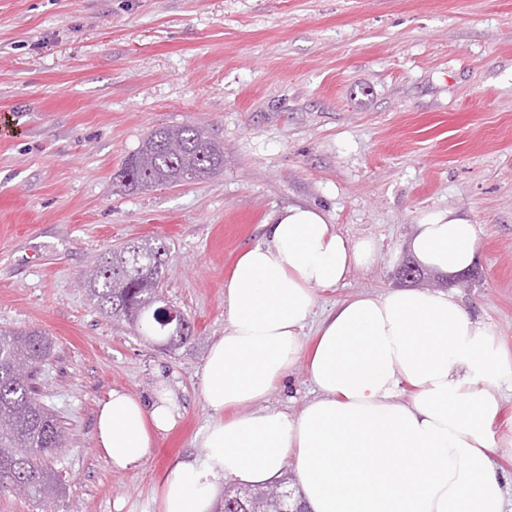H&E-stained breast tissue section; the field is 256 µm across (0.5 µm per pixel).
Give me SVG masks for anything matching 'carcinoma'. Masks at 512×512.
Returning a JSON list of instances; mask_svg holds the SVG:
<instances>
[{
    "instance_id": "obj_1",
    "label": "carcinoma",
    "mask_w": 512,
    "mask_h": 512,
    "mask_svg": "<svg viewBox=\"0 0 512 512\" xmlns=\"http://www.w3.org/2000/svg\"><path fill=\"white\" fill-rule=\"evenodd\" d=\"M202 179L224 170V145L194 124L162 126L130 152L114 180L128 190L180 185L186 172ZM168 247L159 239L130 241L97 259L82 281L100 312L140 331L159 336L175 349L194 338L192 326L164 323L153 298L167 271ZM51 343L39 329L0 330V491L19 490L44 506L63 493L55 475L44 467V454L65 447L63 427L38 398L39 365L50 356ZM280 512L274 486L239 487L224 494L217 512Z\"/></svg>"
}]
</instances>
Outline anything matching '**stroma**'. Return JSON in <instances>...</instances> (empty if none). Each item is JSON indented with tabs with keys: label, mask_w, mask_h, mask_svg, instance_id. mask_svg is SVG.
<instances>
[{
	"label": "stroma",
	"mask_w": 512,
	"mask_h": 512,
	"mask_svg": "<svg viewBox=\"0 0 512 512\" xmlns=\"http://www.w3.org/2000/svg\"><path fill=\"white\" fill-rule=\"evenodd\" d=\"M0 330L53 342L39 398L66 428L44 458L65 491L51 508L0 492V512H150L170 463L204 455L199 380L224 333V284L290 205L324 210L378 256L316 289V314L397 287L421 216L478 228L469 274L446 287L512 355V0H0ZM224 144L222 173L127 191L114 175L160 126ZM166 242L168 301L194 341L177 349L105 317L81 287L93 258ZM299 360L269 405L312 396ZM168 387L177 425L118 473L96 445L112 389Z\"/></svg>",
	"instance_id": "35a3bbf8"
}]
</instances>
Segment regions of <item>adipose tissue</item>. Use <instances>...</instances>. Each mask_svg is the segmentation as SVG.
<instances>
[{
	"instance_id": "adipose-tissue-1",
	"label": "adipose tissue",
	"mask_w": 512,
	"mask_h": 512,
	"mask_svg": "<svg viewBox=\"0 0 512 512\" xmlns=\"http://www.w3.org/2000/svg\"><path fill=\"white\" fill-rule=\"evenodd\" d=\"M477 227L454 210L423 216L408 242L423 266L460 273L474 262ZM375 260L318 208L291 205L237 259L224 286V334L200 379L210 417L204 456L163 473L155 512H214L224 483L264 487L293 469L308 512H506L512 477L494 456V389L512 360L488 324L445 290L354 295L320 321L307 364L313 396L295 415L267 406L303 349L315 289ZM179 416L168 390L151 402L115 389L95 436L113 470L139 469Z\"/></svg>"
}]
</instances>
